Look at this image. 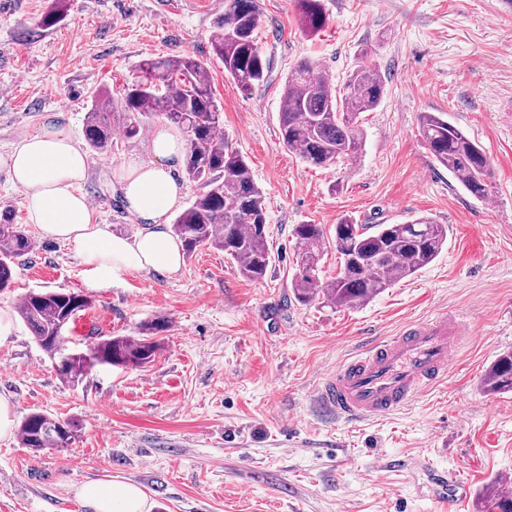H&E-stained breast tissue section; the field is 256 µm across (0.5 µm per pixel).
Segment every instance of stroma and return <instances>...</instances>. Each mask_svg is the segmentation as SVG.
<instances>
[{
	"label": "stroma",
	"instance_id": "35a3bbf8",
	"mask_svg": "<svg viewBox=\"0 0 512 512\" xmlns=\"http://www.w3.org/2000/svg\"><path fill=\"white\" fill-rule=\"evenodd\" d=\"M504 0H323L328 17L305 33L294 0H256L264 79L239 91L211 49L226 0H66L63 19L40 26L53 0H0V155L44 123L85 144L93 92L119 97L158 57L207 62L229 147L248 161L267 210L271 263L243 278L223 251L202 246L174 275L141 271L104 289L87 286L66 245L35 239L16 260L0 304L30 291L87 295L70 334L135 335L140 322H170L153 362L97 366L64 381L22 320L0 343V395L15 421L42 412L77 421L70 447L34 451L18 433L0 438V512H89L76 491L128 480L152 512H475L479 491L512 477V393L485 394L491 363L512 351V8ZM304 58L332 86L369 66L385 84L362 113V151L318 167L281 139L285 79ZM441 112L485 151L494 171L487 199L471 196L419 133ZM141 144L90 153L81 191L114 234L139 229L114 176ZM447 225L436 259L371 302L333 308L296 301L292 229ZM475 334L446 382L387 419L365 426L322 420L323 375L369 337L392 336L437 312ZM452 484L447 503L428 487Z\"/></svg>",
	"mask_w": 512,
	"mask_h": 512
}]
</instances>
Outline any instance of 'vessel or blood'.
Returning a JSON list of instances; mask_svg holds the SVG:
<instances>
[{"mask_svg":"<svg viewBox=\"0 0 512 512\" xmlns=\"http://www.w3.org/2000/svg\"><path fill=\"white\" fill-rule=\"evenodd\" d=\"M465 336L462 323L445 313L407 323L396 335L361 346L323 376L317 407L349 423L384 419L447 378L451 355Z\"/></svg>","mask_w":512,"mask_h":512,"instance_id":"1","label":"vessel or blood"}]
</instances>
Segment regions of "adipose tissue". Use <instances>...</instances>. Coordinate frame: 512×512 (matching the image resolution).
<instances>
[{
  "mask_svg": "<svg viewBox=\"0 0 512 512\" xmlns=\"http://www.w3.org/2000/svg\"><path fill=\"white\" fill-rule=\"evenodd\" d=\"M187 147L171 125L157 127L145 155L120 169L118 181L129 212L141 229L134 238L113 234L96 223L80 191L89 159L63 128L50 125L23 137L1 158L13 185L23 192L22 207L40 235L70 245L79 255L88 286L107 288L134 270L178 273L183 254L167 228V215L179 203L183 187L174 170ZM79 495L92 512H151L136 483L112 481L82 487Z\"/></svg>",
  "mask_w": 512,
  "mask_h": 512,
  "instance_id": "1",
  "label": "adipose tissue"
}]
</instances>
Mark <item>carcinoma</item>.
<instances>
[{"label":"carcinoma","mask_w":512,"mask_h":512,"mask_svg":"<svg viewBox=\"0 0 512 512\" xmlns=\"http://www.w3.org/2000/svg\"><path fill=\"white\" fill-rule=\"evenodd\" d=\"M295 4L304 32L313 35L325 27L322 0H295ZM259 25L255 0H229L212 36L214 55L242 91L264 76L256 36ZM318 71L316 62L304 59L289 73L280 101L279 128L288 148L298 151L303 161L321 167L359 155L360 115L376 109L385 86L380 74L365 66L349 74L338 90ZM140 72V79L126 87L120 100L105 92L93 97L86 113L89 148L108 151L118 131L124 141L134 143L159 115L183 129L188 134L183 174L204 191L176 215L172 232L186 255L201 246L219 249L243 277L262 279L271 260L265 199L245 158L224 142L206 63L192 57L158 58L144 63ZM420 135L436 161L468 193L477 199L489 196L493 178L489 160L462 129L441 114L425 112L420 116ZM293 235L299 255L291 280L295 297L302 303L321 298L336 308H350L375 299L430 264L448 242V227L426 216L407 224L375 225L342 218L331 238L321 224H298ZM328 239L339 255L340 268L335 277L324 281L319 261ZM33 248L24 225L14 223L11 212H5L0 218V289L12 282L14 259ZM91 303L84 294L31 291L20 299L17 312L37 344L57 362L64 346L61 336ZM169 327L166 318L155 317L140 323L136 336H108L87 344L85 357L71 360L69 367L58 372L74 381L96 365L144 366L154 361ZM482 386L490 394L512 392V351L499 355L489 366ZM78 431L76 421L41 412L29 414L20 425L22 444L35 451L67 448ZM477 512H512V495L488 489Z\"/></svg>","instance_id":"1"}]
</instances>
